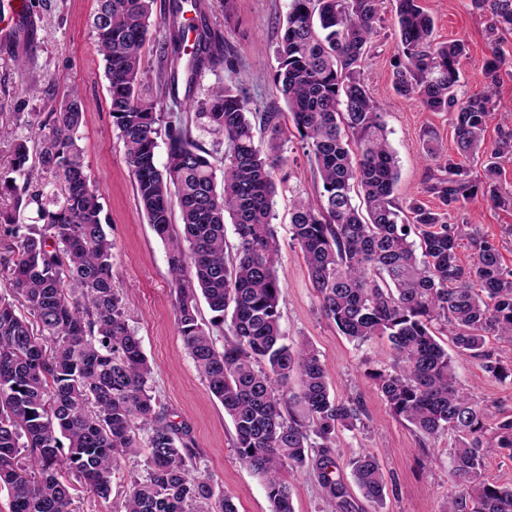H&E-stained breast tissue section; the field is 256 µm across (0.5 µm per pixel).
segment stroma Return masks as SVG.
I'll return each instance as SVG.
<instances>
[{
  "label": "stroma",
  "instance_id": "35a3bbf8",
  "mask_svg": "<svg viewBox=\"0 0 512 512\" xmlns=\"http://www.w3.org/2000/svg\"><path fill=\"white\" fill-rule=\"evenodd\" d=\"M421 4L434 20L436 41L462 39L468 44L469 56L461 66L463 91L481 89L485 84L483 62L489 55L490 12L473 8L471 0H421ZM28 5L26 32L12 42L0 43V125L12 127L17 137L38 138L39 127L17 124L15 115L51 112L59 93L71 87L79 90L86 104L80 145L109 220L108 236L115 245L112 281L127 303L129 323L154 369V394L170 420L189 429L198 450V474L212 477L223 484L225 492L237 495L239 512H271L262 479L239 460L234 426L210 393L177 331L167 248L140 208L125 146L108 110L104 63L89 24L95 0H28ZM182 6L185 18L197 19L223 35L222 67L205 72L194 86L182 82L177 91L162 89L159 78L168 64L149 44L142 57L144 80L156 86L165 113L220 156L224 144L198 128L188 103L202 98L209 86L220 82L245 88L252 111L272 107L287 112L275 74L276 47L289 0H183ZM395 45L394 0H385L363 81L384 112L387 138L398 166L397 202L404 205L418 197L437 209L440 201L423 191L430 170L437 166L426 153L424 134L433 132L441 155L455 154L451 119L448 113L428 111L419 101L395 93ZM500 47L508 62L497 84V110L485 132L489 144L501 131L512 129V32L502 34ZM17 55L29 57L26 68L14 67L12 59ZM32 84L54 86L56 93L28 95L25 88ZM282 155L286 163L277 173L272 219L280 244L281 327L289 340L311 342L336 394L358 401L364 409L362 424L339 432L332 450L347 488V512H443L451 486L449 451L454 440L444 435L434 442L422 441L412 426L392 415L371 378L372 372L393 363L387 338L352 342L320 315L302 251L292 241L289 225L294 201L317 199L321 181L298 137L289 136ZM448 221L467 223L494 241L503 264L512 267V209L494 207L479 196L466 207L449 211ZM453 365L464 389L492 405L497 414L512 415V381L495 380L465 356H454ZM366 450L377 455L387 484L385 503L378 509L362 497L351 475V460ZM288 480L294 512H325L327 499L313 472L302 470L290 474Z\"/></svg>",
  "mask_w": 512,
  "mask_h": 512
}]
</instances>
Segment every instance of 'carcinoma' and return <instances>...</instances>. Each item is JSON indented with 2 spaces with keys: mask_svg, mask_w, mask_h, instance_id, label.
I'll return each mask as SVG.
<instances>
[{
  "mask_svg": "<svg viewBox=\"0 0 512 512\" xmlns=\"http://www.w3.org/2000/svg\"><path fill=\"white\" fill-rule=\"evenodd\" d=\"M489 7V83L458 95L462 40L438 43L420 0H396L393 89L431 112H448L457 146L431 173L424 191L444 207L476 196L512 206L497 185V160L512 156V131L486 149L505 59L496 35L512 31V0H472ZM154 0H97L92 16L105 64L109 112L120 131L137 197L148 224L167 244L176 293L177 329L211 394L235 432L240 461L265 483L272 512H294L283 471L313 470L329 503L346 507L347 489L331 457L336 436L356 426L363 409L332 394L319 355L306 340L288 343L281 328L279 242L271 224L277 171L288 134L282 113H260L267 149L256 145L248 93L217 84L190 102L197 125L223 138L218 158L191 133L163 122L160 99L144 88L142 50L152 38ZM382 0H290L275 79L303 148L314 160L319 199L296 201L290 233L303 252L321 315L353 341L387 336L388 369L371 374L393 414L423 437L455 436L450 474L462 487L446 512H512V486L482 476L484 449L512 452V416L491 421L459 385L432 323L444 320L455 351L481 362L496 380L512 379V363L485 349L486 337L512 340V269L497 245L418 198L393 199L398 180L383 112L361 71L380 20ZM223 35L198 34L189 56L195 78L220 59ZM159 52L186 55L183 25L172 20ZM85 102L68 89L48 116V133L30 160L14 140L10 174L0 189L36 205L39 223L20 224L0 211V234L17 243L9 267L12 295L0 296V491L10 512H74L77 482L108 499L121 461L146 453L145 474L130 479L124 512H238L220 482L195 473L189 431L167 419L152 395L153 368L112 284V250L103 207L79 145ZM169 141L156 162L158 138ZM490 153L485 181L467 163ZM360 188L365 211L353 205ZM181 232H172L174 210ZM238 245L225 255V221ZM468 238L470 264L459 262ZM212 316H200L199 299ZM229 324L233 340L219 350L213 330ZM299 381V391L288 387ZM302 406L303 417L292 412ZM363 497L380 507L387 485L375 454L350 461Z\"/></svg>",
  "mask_w": 512,
  "mask_h": 512,
  "instance_id": "cac0c4a2",
  "label": "carcinoma"
}]
</instances>
